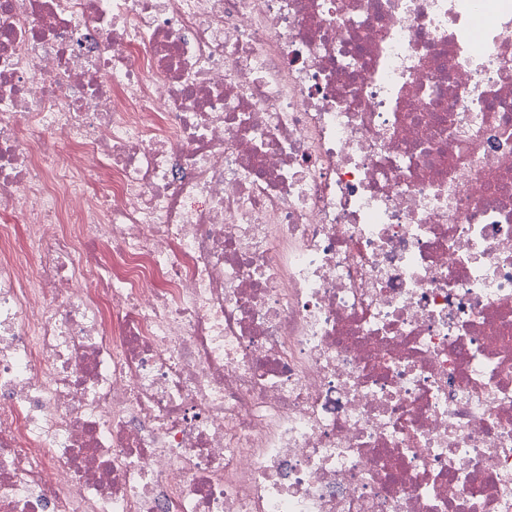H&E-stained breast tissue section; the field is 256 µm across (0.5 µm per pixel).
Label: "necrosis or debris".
Masks as SVG:
<instances>
[{"mask_svg": "<svg viewBox=\"0 0 512 512\" xmlns=\"http://www.w3.org/2000/svg\"><path fill=\"white\" fill-rule=\"evenodd\" d=\"M0 512H512V0H0Z\"/></svg>", "mask_w": 512, "mask_h": 512, "instance_id": "1", "label": "necrosis or debris"}]
</instances>
